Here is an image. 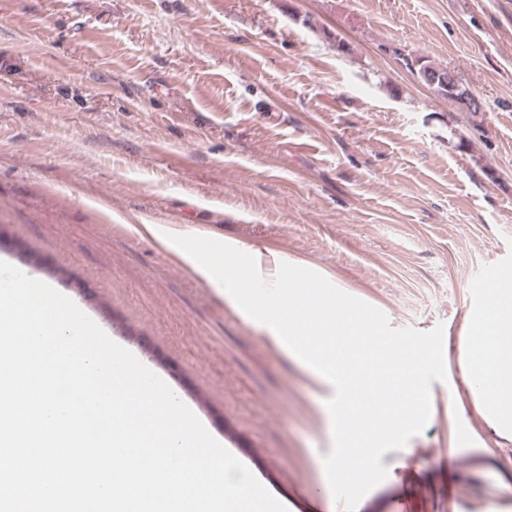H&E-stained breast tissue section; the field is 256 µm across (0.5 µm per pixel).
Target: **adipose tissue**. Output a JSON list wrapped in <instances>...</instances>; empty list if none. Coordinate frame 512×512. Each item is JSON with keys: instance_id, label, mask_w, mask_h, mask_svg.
<instances>
[{"instance_id": "adipose-tissue-1", "label": "adipose tissue", "mask_w": 512, "mask_h": 512, "mask_svg": "<svg viewBox=\"0 0 512 512\" xmlns=\"http://www.w3.org/2000/svg\"><path fill=\"white\" fill-rule=\"evenodd\" d=\"M502 318L495 329V349L493 352H480L475 356V364L481 372L483 392L501 410L504 422L512 421V290L500 289Z\"/></svg>"}]
</instances>
